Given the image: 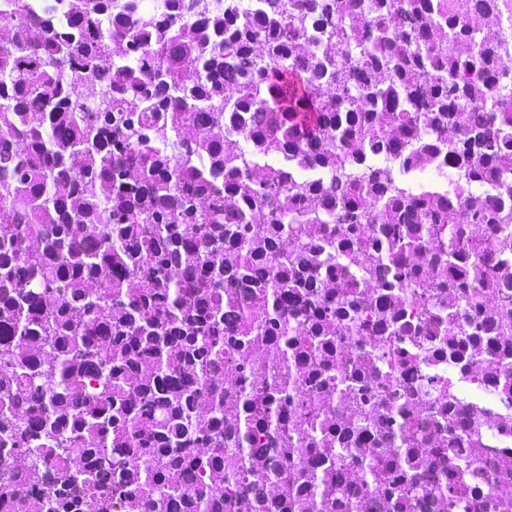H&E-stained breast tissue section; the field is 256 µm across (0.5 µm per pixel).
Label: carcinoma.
<instances>
[{"mask_svg": "<svg viewBox=\"0 0 512 512\" xmlns=\"http://www.w3.org/2000/svg\"><path fill=\"white\" fill-rule=\"evenodd\" d=\"M167 2L0 0V512H497L505 0ZM483 356L481 352L470 368V373L464 374L461 378L462 384L467 388V394L464 395V400L469 405H472L473 413L480 415L484 414L488 418V425L490 429L495 430V445L496 449L504 454L512 453V433L504 435L499 433L498 425L504 421H508L512 425V411H502L496 409L491 404L492 392L487 387H480L472 383V379L481 377L480 359Z\"/></svg>", "mask_w": 512, "mask_h": 512, "instance_id": "carcinoma-1", "label": "carcinoma"}]
</instances>
